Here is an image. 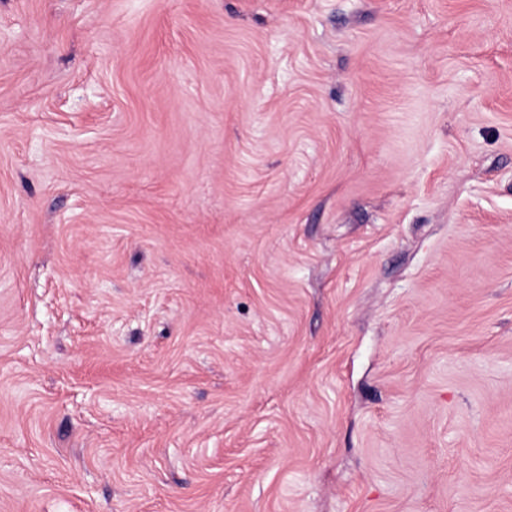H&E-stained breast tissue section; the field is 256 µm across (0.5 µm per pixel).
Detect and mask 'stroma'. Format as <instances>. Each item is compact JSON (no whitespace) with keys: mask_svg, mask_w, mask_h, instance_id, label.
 Here are the masks:
<instances>
[{"mask_svg":"<svg viewBox=\"0 0 512 512\" xmlns=\"http://www.w3.org/2000/svg\"><path fill=\"white\" fill-rule=\"evenodd\" d=\"M0 512H512V0H0Z\"/></svg>","mask_w":512,"mask_h":512,"instance_id":"35a3bbf8","label":"stroma"}]
</instances>
